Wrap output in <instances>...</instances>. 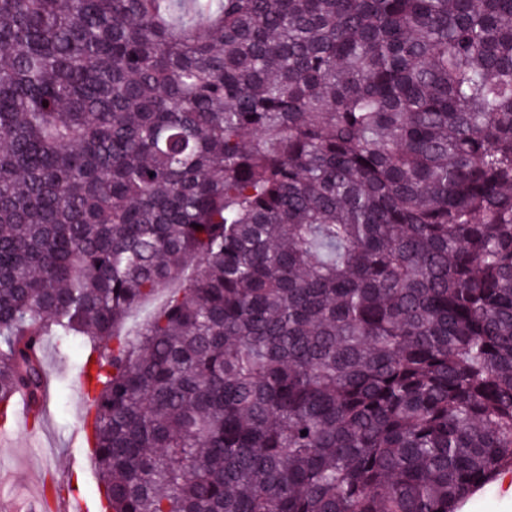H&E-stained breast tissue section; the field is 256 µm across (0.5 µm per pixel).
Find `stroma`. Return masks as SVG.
I'll return each mask as SVG.
<instances>
[{
	"label": "stroma",
	"mask_w": 512,
	"mask_h": 512,
	"mask_svg": "<svg viewBox=\"0 0 512 512\" xmlns=\"http://www.w3.org/2000/svg\"><path fill=\"white\" fill-rule=\"evenodd\" d=\"M41 359L49 388L40 426L22 423L0 436V512H20L31 504L35 512H45L44 492L61 480L71 482L86 512H98V474L82 443V350L77 345L59 350L49 336ZM458 512H512V473L467 497Z\"/></svg>",
	"instance_id": "1"
}]
</instances>
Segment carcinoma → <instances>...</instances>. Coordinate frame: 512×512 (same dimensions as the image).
I'll use <instances>...</instances> for the list:
<instances>
[{
  "instance_id": "1",
  "label": "carcinoma",
  "mask_w": 512,
  "mask_h": 512,
  "mask_svg": "<svg viewBox=\"0 0 512 512\" xmlns=\"http://www.w3.org/2000/svg\"><path fill=\"white\" fill-rule=\"evenodd\" d=\"M46 336L104 512H456L512 471V0H0L34 427Z\"/></svg>"
}]
</instances>
